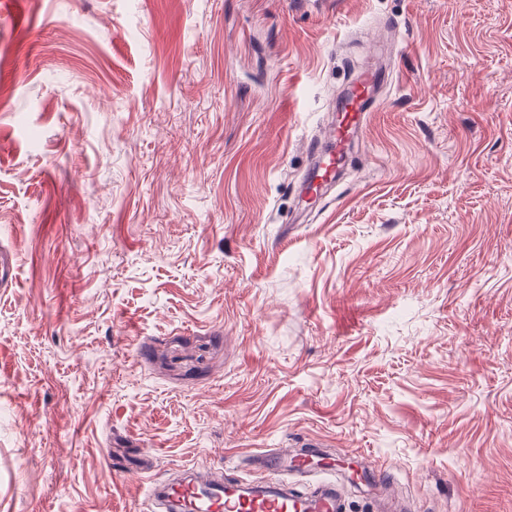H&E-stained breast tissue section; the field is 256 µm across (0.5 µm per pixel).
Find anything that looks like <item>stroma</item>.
Here are the masks:
<instances>
[{"instance_id": "obj_1", "label": "stroma", "mask_w": 512, "mask_h": 512, "mask_svg": "<svg viewBox=\"0 0 512 512\" xmlns=\"http://www.w3.org/2000/svg\"><path fill=\"white\" fill-rule=\"evenodd\" d=\"M0 246V512L309 439L512 512V0H0ZM381 78L378 71L360 72L336 111V121L325 132L324 140L330 145V149L323 152L318 145L314 146L316 143L311 146L318 163L304 188V198L307 200L319 197L328 185L335 182L344 165L351 141L364 127L367 113L376 109L372 89Z\"/></svg>"}]
</instances>
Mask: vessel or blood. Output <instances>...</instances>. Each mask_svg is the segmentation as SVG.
<instances>
[{"instance_id":"1","label":"vessel or blood","mask_w":512,"mask_h":512,"mask_svg":"<svg viewBox=\"0 0 512 512\" xmlns=\"http://www.w3.org/2000/svg\"><path fill=\"white\" fill-rule=\"evenodd\" d=\"M379 72H360L348 88L336 120L324 135L328 151L318 152L317 166L304 188L306 199L319 197L334 183L344 165L349 146L365 125L368 112L374 111L373 88L381 80ZM310 452L271 449L253 455L262 481L249 477L231 479L223 465L209 466L207 477L186 472L182 478L165 482L148 481V512H342V495L330 476L334 463L322 469L323 481L312 493L289 489L291 474L311 473Z\"/></svg>"}]
</instances>
